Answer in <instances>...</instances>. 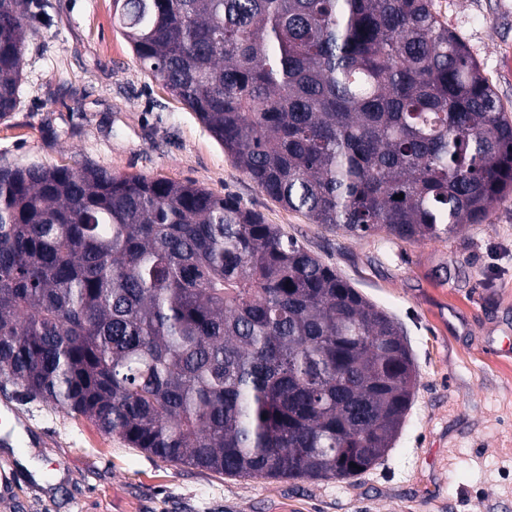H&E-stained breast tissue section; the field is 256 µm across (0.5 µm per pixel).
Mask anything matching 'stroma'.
I'll return each instance as SVG.
<instances>
[{"instance_id":"obj_1","label":"stroma","mask_w":512,"mask_h":512,"mask_svg":"<svg viewBox=\"0 0 512 512\" xmlns=\"http://www.w3.org/2000/svg\"><path fill=\"white\" fill-rule=\"evenodd\" d=\"M512 116V0H434ZM0 166L91 164L232 195L402 327L417 372L394 447L353 481L235 479L166 465L83 417L33 416L41 478L0 448V512H512V197L448 238L354 237L261 192L142 67L112 0H34Z\"/></svg>"}]
</instances>
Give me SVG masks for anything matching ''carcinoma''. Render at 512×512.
I'll use <instances>...</instances> for the list:
<instances>
[{"mask_svg": "<svg viewBox=\"0 0 512 512\" xmlns=\"http://www.w3.org/2000/svg\"><path fill=\"white\" fill-rule=\"evenodd\" d=\"M30 2L0 0V120ZM112 16L257 188L316 224L438 239L512 195V119L433 0ZM0 380L163 463L292 480L379 464L416 388L401 326L259 213L89 165L0 166Z\"/></svg>", "mask_w": 512, "mask_h": 512, "instance_id": "cac0c4a2", "label": "carcinoma"}]
</instances>
